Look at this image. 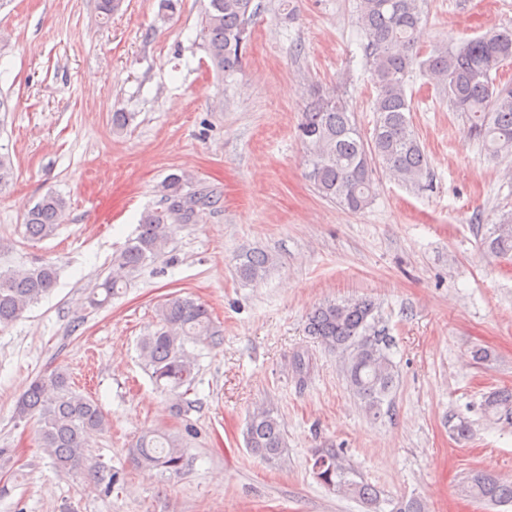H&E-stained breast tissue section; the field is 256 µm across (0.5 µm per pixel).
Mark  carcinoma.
<instances>
[{
	"label": "carcinoma",
	"instance_id": "obj_1",
	"mask_svg": "<svg viewBox=\"0 0 512 512\" xmlns=\"http://www.w3.org/2000/svg\"><path fill=\"white\" fill-rule=\"evenodd\" d=\"M256 14L253 0H209L201 18V34L216 72L230 77L241 71L248 46V28ZM358 21L366 33L365 46L371 79L378 88L373 101L376 122L370 141L357 129L346 101L335 93L317 96L301 112L298 136L308 150V178L324 197L359 211L372 200L373 174L383 167L402 184L422 187L428 178V161L407 113L412 111L406 79L419 69L456 111L463 113L470 132L490 154L512 155V85L501 82L499 67L512 59V30H491L456 49L436 45L422 59L415 49V35L422 21L421 0H360ZM184 177L172 173L162 184L163 206L141 215L137 237L112 260V273L93 294L95 307L108 303L129 274L164 253L173 224H196L202 211L218 198L203 187L183 192ZM66 200L45 194L28 212L25 236L40 241L53 236L64 223ZM483 247L494 257L512 255V218L492 225ZM274 266L262 252L236 257V274L245 285L256 283ZM57 269L51 264L0 271V326H7L54 288ZM375 307L366 300L325 301L307 317L310 336L342 353L343 372L353 395L374 418L390 394L395 373L389 347L375 329ZM156 329L142 337L138 350L155 384L176 391L195 381V359L186 349L190 341L217 344L206 306L178 294L156 308ZM485 414L495 421L512 423V390H498L484 399ZM21 419H33L41 447L62 472L78 468L86 453L87 438L104 432L110 419L97 403L76 392L67 373L54 369L38 376L16 406ZM448 429L457 439L471 436V425L462 417L448 416ZM246 447L269 463L284 459L286 440L274 412L258 408L248 417ZM183 440L150 430L138 437L131 458L134 464L162 475H178L187 462ZM317 481L326 489L358 499L369 509L384 503L389 512H426L417 498H381L382 491L359 479L335 448H317L310 459ZM467 496L496 506L512 505V481L476 473L461 487Z\"/></svg>",
	"mask_w": 512,
	"mask_h": 512
}]
</instances>
